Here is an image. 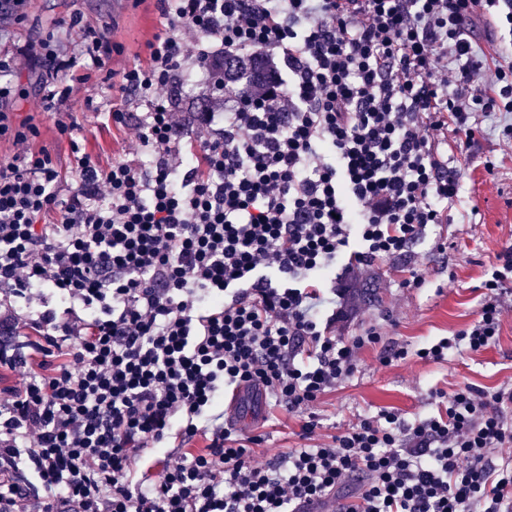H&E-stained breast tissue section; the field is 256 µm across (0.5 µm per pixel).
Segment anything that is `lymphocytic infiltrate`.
Instances as JSON below:
<instances>
[{"label": "lymphocytic infiltrate", "instance_id": "f902f5d3", "mask_svg": "<svg viewBox=\"0 0 512 512\" xmlns=\"http://www.w3.org/2000/svg\"><path fill=\"white\" fill-rule=\"evenodd\" d=\"M160 5L120 72L104 29L65 59L49 39L0 51V101L28 96L14 76L36 71L43 111H64L91 65L146 107L108 114L136 150L106 168L81 153L68 175L0 113L18 148L0 163V512H294L351 484L348 512H512V462L495 459L512 447L511 386L312 441L315 404L380 340L336 332L358 269L447 221L484 117L512 112V62L472 36L482 19L512 37V0ZM189 64L214 110L176 103ZM485 286L477 319L418 358L495 343L512 245ZM243 385L302 418L306 446L257 460L262 434L224 417Z\"/></svg>", "mask_w": 512, "mask_h": 512}]
</instances>
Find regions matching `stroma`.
<instances>
[{"label": "stroma", "mask_w": 512, "mask_h": 512, "mask_svg": "<svg viewBox=\"0 0 512 512\" xmlns=\"http://www.w3.org/2000/svg\"><path fill=\"white\" fill-rule=\"evenodd\" d=\"M90 27L109 31L119 50L111 54L108 67L121 71L136 63L138 53L161 25L155 0H26L21 11L0 17V45H34L52 33L74 42L82 29ZM0 108L16 121H31L38 133L29 139V148L48 149L62 171H71L77 164L70 146L74 140L104 167L122 152L124 143L106 116L112 100L105 95L103 72L92 71L81 98L60 117L41 112L29 99H16ZM62 122L76 124V131L60 133ZM510 123L512 112H500L484 125L472 158L461 165L462 187L451 222L431 227L402 259L378 262L358 273L357 309L341 330L351 336L375 324L381 340L362 351L351 382L327 392L315 405L319 422L315 443H331L341 428L361 414L392 409L412 420L430 411L433 393L449 394L467 384L485 391L512 384V295L502 298L494 345L477 353L452 352L440 362L414 355L416 349L474 321L494 256L512 243V150L500 144L496 131L497 126ZM488 159L494 163L490 171L484 166ZM410 266L420 269L422 287H401ZM399 347L408 349V358L383 364L386 351ZM265 433L266 441L253 448L261 459L304 444L299 418L281 408L275 410Z\"/></svg>", "instance_id": "35a3bbf8"}]
</instances>
